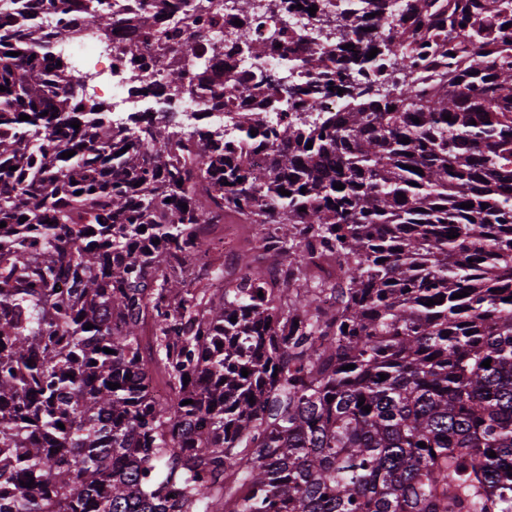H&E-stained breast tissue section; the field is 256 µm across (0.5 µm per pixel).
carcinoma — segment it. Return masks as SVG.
I'll list each match as a JSON object with an SVG mask.
<instances>
[{
  "label": "carcinoma",
  "instance_id": "carcinoma-1",
  "mask_svg": "<svg viewBox=\"0 0 512 512\" xmlns=\"http://www.w3.org/2000/svg\"><path fill=\"white\" fill-rule=\"evenodd\" d=\"M210 3L33 0L58 15L48 36L0 7V512H512V0H408L396 20L387 0H336L317 22L356 52L332 69L310 52L286 89L247 79L300 105L341 88L343 106L275 127L240 111L237 141L207 112L114 125L78 97L58 51L73 10L126 29L133 68L168 59L158 96L197 97L224 50L191 73L157 19ZM233 51L264 45L242 32ZM385 57L401 83L359 79ZM228 212L265 227L279 287L249 262L192 287ZM318 250L347 265L330 313L305 277Z\"/></svg>",
  "mask_w": 512,
  "mask_h": 512
}]
</instances>
